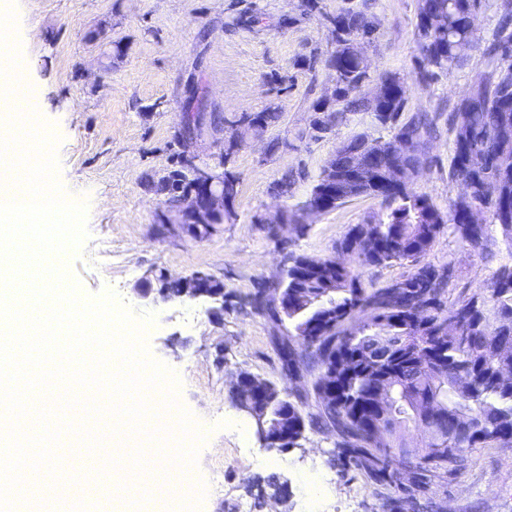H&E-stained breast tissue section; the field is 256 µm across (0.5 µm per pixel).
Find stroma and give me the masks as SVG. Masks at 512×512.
Segmentation results:
<instances>
[{
    "instance_id": "obj_1",
    "label": "stroma",
    "mask_w": 512,
    "mask_h": 512,
    "mask_svg": "<svg viewBox=\"0 0 512 512\" xmlns=\"http://www.w3.org/2000/svg\"><path fill=\"white\" fill-rule=\"evenodd\" d=\"M20 0L18 30L24 40L27 79L41 104L43 124L58 137V179L64 190L86 197L87 238L65 253L69 279L82 295L112 292L137 313L151 312L147 331L151 355L179 379L178 401L203 435L187 512H512V448H474L460 473L419 484L406 464L392 467V484L361 469L342 468L339 438L330 427L305 429L294 448L266 447L249 417L232 398L233 381L245 372L287 388L305 415L319 412L315 373L285 377L281 341L301 343L290 321L256 311L250 296L257 280L282 279L291 256L336 255V244L357 224L382 218L380 199L349 201L311 221L305 234L287 241L270 237L266 221L280 211L299 212L322 167L355 134L390 139L369 112L347 113L334 132L307 137L312 104L333 85L312 56L334 48L323 14L366 9L381 22L367 49L371 83L385 73L408 80L402 119L429 113L436 132L425 142L427 167L410 188L440 210L459 192L449 176L453 133L448 117L476 76L487 69L483 49L500 18L512 16V0H484L475 20L477 48L463 66L434 80L418 77L415 24L418 0ZM282 114L272 136L287 139L279 153L250 140L232 157L240 177L235 217L215 225L200 241L180 226L161 229L156 215L163 197L144 185L176 168L182 154L211 162L224 147L223 128L207 129L186 143L177 136L185 113L240 117L267 107ZM293 175L288 194L276 192ZM425 260L454 265L453 299L484 295L499 265L512 262V246L493 235L477 253L448 232L435 238ZM186 277L196 272L224 284V315H210L207 298L155 302L138 296L136 284L159 288V272ZM103 440L85 446L63 433L58 444L73 465L89 456L98 462L89 488L69 487L43 501V512H110L114 472L107 464L110 421L91 422ZM329 477L320 497L309 482ZM276 480L277 489L267 488Z\"/></svg>"
}]
</instances>
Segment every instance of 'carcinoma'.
<instances>
[{"label":"carcinoma","mask_w":512,"mask_h":512,"mask_svg":"<svg viewBox=\"0 0 512 512\" xmlns=\"http://www.w3.org/2000/svg\"><path fill=\"white\" fill-rule=\"evenodd\" d=\"M482 0H419L416 37L420 55L418 77L432 80L460 66L477 44L473 16ZM336 43L351 35L371 33L378 18L363 10L332 15ZM491 67L471 84L468 95L475 103L468 112H454L453 156L449 176L470 178L481 184L482 197L491 223L472 232L450 201L448 212L439 210L425 195L399 191L381 198L386 219L378 224H356L338 246L350 251L346 268H335L327 258L292 257L285 277L278 282L280 294L288 298V320L307 351L298 362L318 371L316 388L323 374L336 371L333 403L310 419L312 426L325 424L341 438L344 459L367 470L378 481L392 480L395 460L413 467H429L455 474L463 454L471 448H512V265L494 273L487 293L467 301L450 300L456 274L453 265L437 268L423 259L443 230L475 250L484 249L492 231L512 246V144L496 137L505 120L512 121V32L509 21L500 25L497 37L486 49ZM336 66V98L319 99L312 111L321 113L322 126H313L312 137L343 121L345 112H371L378 124L393 129V138L404 137L424 145L429 133L427 116L399 122L409 84L396 74H384L388 94L374 105L359 84L369 78L370 68L351 57L326 55L324 65ZM281 121L273 108L244 113L238 119L213 116V124L224 125L229 134L243 139L262 136ZM368 137L348 139L337 165L343 174L365 155ZM475 149L486 158L481 172L465 167L463 151ZM145 185L168 200L191 188L181 168ZM239 176L224 168V201L233 211ZM406 264L408 274L377 286L364 283L367 270ZM464 311L461 334H440L442 326ZM383 342L396 348L398 357L364 360ZM391 386L384 404L375 403L381 382ZM288 411L295 424V437L305 430L301 406L289 399L287 388L273 385L269 414ZM428 424V434L412 454L403 430L419 422Z\"/></svg>","instance_id":"cac0c4a2"}]
</instances>
